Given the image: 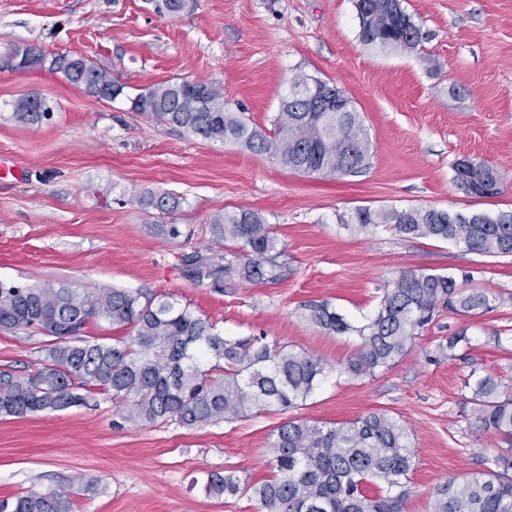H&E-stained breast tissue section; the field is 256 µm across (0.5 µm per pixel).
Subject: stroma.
<instances>
[{
    "label": "stroma",
    "mask_w": 512,
    "mask_h": 512,
    "mask_svg": "<svg viewBox=\"0 0 512 512\" xmlns=\"http://www.w3.org/2000/svg\"><path fill=\"white\" fill-rule=\"evenodd\" d=\"M403 6L424 34L411 52L361 43L355 0H193L174 17L150 0H0V156L16 167L0 179V282L148 289L190 305L225 336L263 335L327 365L302 406L197 429L137 426L103 398L0 418V501L56 489L70 494L75 512H257L246 495L208 497L202 479L224 470L250 483L271 479L279 425L350 423L373 411L404 423L415 451L405 512H431L435 487L472 476L500 452V438L469 417L465 381L476 366L512 389V257L382 226L358 234L342 221L358 207L512 210V0ZM9 44L85 56L131 93L177 78L216 82L230 109L268 131L292 77L321 78L360 112L369 165L343 179L308 175L270 154L189 137L124 101L88 96L61 74L12 67ZM32 95L52 106L51 120L29 125L12 114L10 103ZM464 157L502 176L499 195L456 188L454 164ZM150 193L167 196L173 211L144 206ZM238 209L273 224L286 275L194 284L184 257L232 260L238 244H216L208 225ZM166 224L179 236L163 232ZM420 269L467 277L500 303L469 317L440 311L391 367L371 378L344 374L356 336L312 324L308 305L330 304L359 326L401 272ZM462 328L469 344L447 353L448 336ZM52 341L0 331V369L33 371Z\"/></svg>",
    "instance_id": "stroma-1"
}]
</instances>
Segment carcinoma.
Masks as SVG:
<instances>
[{"instance_id":"obj_1","label":"carcinoma","mask_w":512,"mask_h":512,"mask_svg":"<svg viewBox=\"0 0 512 512\" xmlns=\"http://www.w3.org/2000/svg\"><path fill=\"white\" fill-rule=\"evenodd\" d=\"M159 13L177 15L186 0H150ZM359 39L367 46L412 51L423 39L421 28L391 0H355ZM9 61L26 69L60 72L88 95L112 102L125 86L107 69L81 55L47 54L31 45L11 44ZM210 87L201 101L184 81L169 80L129 98L131 109L209 141H232L254 152L274 154L288 168L339 179L354 176L369 164L370 140L351 99L348 111L327 114L333 137L321 135V117L305 112L306 98L344 94L336 85L307 74L292 79L281 101L274 131H262L224 103V91ZM43 99L27 97L12 104L20 121L50 119L38 111ZM489 166L470 158L454 165V182L468 196L491 197L501 183L484 184ZM389 226L416 239L462 245L493 257L512 256V211L496 215L463 214L435 208H357L347 227L356 233ZM212 237L237 242L243 261L211 264L198 255L186 257L187 272L198 283L237 276L274 281L282 276V250L273 227L258 212L226 211L210 222ZM496 308V298L464 289L451 275L431 269L402 272L385 289L375 316L355 327L328 304L309 305L308 319L328 333L354 332L360 346L345 372L372 377L412 347L417 330L446 309L473 316ZM105 321L128 336L113 342L90 340L84 329ZM0 330L44 331L55 337L34 371L19 376L0 370V417L24 418L86 406L105 395L133 424L159 422L198 428L247 416L254 409L297 407L319 386L325 364L313 354L296 352L264 336L232 338L189 306L142 289L78 292L60 284L16 286L0 283ZM467 399L477 426L492 430L509 448L491 459L492 466L462 482L436 487L431 512H512V394L492 374L471 372ZM276 476L248 485L233 471H215L204 482L216 498L247 494L258 512H404L410 496L409 473L415 453L404 424L385 412H371L353 422L288 421L277 429ZM377 485L370 495L367 486ZM0 512H74L71 499L53 490L29 491Z\"/></svg>"}]
</instances>
